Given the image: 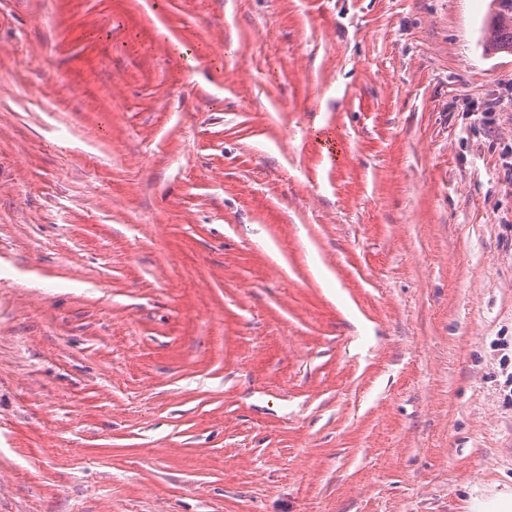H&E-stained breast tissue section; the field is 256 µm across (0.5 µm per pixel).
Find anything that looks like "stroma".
Here are the masks:
<instances>
[{"instance_id": "1", "label": "stroma", "mask_w": 512, "mask_h": 512, "mask_svg": "<svg viewBox=\"0 0 512 512\" xmlns=\"http://www.w3.org/2000/svg\"><path fill=\"white\" fill-rule=\"evenodd\" d=\"M487 4L0 0V512L512 499Z\"/></svg>"}]
</instances>
